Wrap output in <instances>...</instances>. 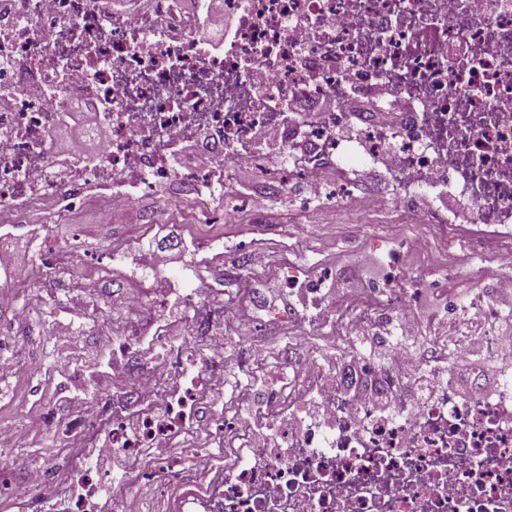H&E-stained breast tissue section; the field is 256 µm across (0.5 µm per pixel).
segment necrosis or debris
I'll list each match as a JSON object with an SVG mask.
<instances>
[{"instance_id": "necrosis-or-debris-1", "label": "necrosis or debris", "mask_w": 512, "mask_h": 512, "mask_svg": "<svg viewBox=\"0 0 512 512\" xmlns=\"http://www.w3.org/2000/svg\"><path fill=\"white\" fill-rule=\"evenodd\" d=\"M111 2L0 0V229L81 209L93 185L106 219L170 187L206 222L225 175L258 171L253 209L286 193L376 214L388 199L362 180L392 152L397 208L425 229L413 249L452 271L448 244L464 235L502 275L468 312L445 310L446 334L420 337L412 373L372 361L350 376L306 349L299 320L349 343L385 331L407 317L403 285L416 273L387 260L379 284L330 304L334 270L282 266L286 290L310 303L266 320L292 335L289 379L258 402L241 385L248 425L211 419L207 442L177 454L172 444L224 384V339L204 318L192 323L191 336L212 341L202 364L169 321L153 346L124 336L111 398L76 403L68 437L81 448L103 427V448L133 463L149 455L154 479L107 502L103 476L77 457L64 474L30 472L56 495L21 488L5 512H512V343L499 334L512 313V0H224L238 24L220 50L208 44L209 0H128L121 12ZM304 83L326 108L289 112L286 91ZM76 91L95 120L57 158L49 134ZM88 136L101 141L96 153L81 149ZM183 149L195 165L175 164ZM444 188L459 212L432 205ZM74 258L50 248L15 268L0 309L28 317L17 289ZM477 347L506 369L489 396Z\"/></svg>"}]
</instances>
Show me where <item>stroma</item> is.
I'll list each match as a JSON object with an SVG mask.
<instances>
[{
	"label": "stroma",
	"instance_id": "stroma-1",
	"mask_svg": "<svg viewBox=\"0 0 512 512\" xmlns=\"http://www.w3.org/2000/svg\"><path fill=\"white\" fill-rule=\"evenodd\" d=\"M259 187L253 176L226 177L215 222L205 228L198 226L195 212L172 192L161 191L138 198L134 210L115 215L109 224L100 223V208L92 205L79 213L53 218L36 233L24 229L0 231V258L34 261L40 242L45 240L58 246H73L77 252L72 266L24 288L19 304L31 311L27 323H16L10 312L0 310V335L12 339L8 354L16 365L13 376L0 379V425L26 423L48 406L55 407L57 413L55 427L40 433L31 445L16 449L14 458L19 479H26L33 467L65 468L69 456L65 441L71 414L57 400L56 384L67 376L76 393L95 398L99 392L89 386L85 357L64 352L62 339L67 332L79 333L89 342L90 354L99 355L101 362H111V354H99L98 347L111 338L112 324L125 295L138 297L145 306L135 333L146 342L159 326L152 307L160 299H167L166 316L173 324H189L195 316L214 317L215 331L224 338V387L212 397L209 406L223 413L225 422L249 420L247 410L235 412L230 407L239 384L250 382L262 389L281 383L285 377L282 354L290 343L289 335L265 333L263 318L258 313L235 320L206 301L191 306L170 302V284L166 279L137 281L128 265L111 261L116 241L127 240L139 250L150 242L165 246L192 236L223 238V260L198 270L197 277L223 286V298L229 302L255 296L258 276H249L241 286L224 282L225 266L234 264L240 253L255 242H263L273 259L286 258L354 275L364 274L370 262L380 258L394 242L395 231L388 220L362 218L335 204L310 207L282 194L272 196L261 217H254L248 212L246 201ZM143 213L158 216L157 224L147 232L138 224V217ZM453 251L459 259L453 274L445 273L429 255H411L410 262L419 268L420 278L413 286L410 308H426L442 292L449 298L459 299L461 289L476 283L488 286L496 275V268L470 254L466 245L456 244ZM86 272L98 274L102 280L100 292L89 301L93 314L89 320L81 319L69 306V296ZM256 340L268 358L260 370L243 357L244 345Z\"/></svg>",
	"mask_w": 512,
	"mask_h": 512
}]
</instances>
